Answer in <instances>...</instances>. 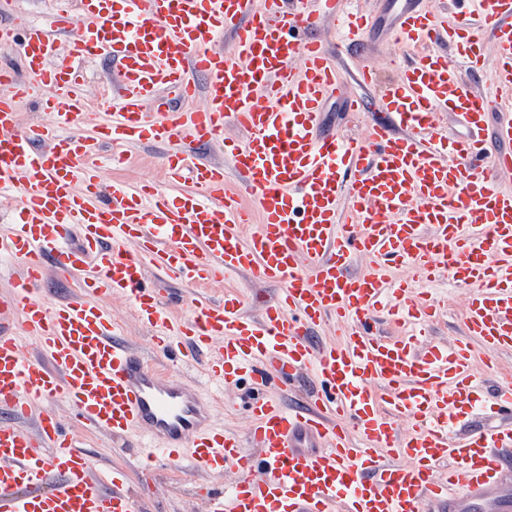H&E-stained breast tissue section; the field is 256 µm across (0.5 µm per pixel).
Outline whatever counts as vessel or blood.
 <instances>
[{
  "label": "vessel or blood",
  "instance_id": "vessel-or-blood-1",
  "mask_svg": "<svg viewBox=\"0 0 512 512\" xmlns=\"http://www.w3.org/2000/svg\"><path fill=\"white\" fill-rule=\"evenodd\" d=\"M340 2L80 0L79 26L66 8L44 23L0 24V45L20 47L18 65L0 64V191L16 213L0 226V258L21 269L0 292V512H137L120 472L108 491L92 476L59 402L75 425L141 440L143 488L186 457L234 472L230 488L207 493V512H512V373L486 387L473 369L512 350V191L495 185L512 173V112L476 94L440 48L512 91V0H485L476 15L451 0L448 16L393 0L399 79L364 67L368 95L342 100L370 117L360 140L322 130L342 77L313 32ZM373 27L347 15L343 38L364 43ZM88 60L118 68L111 112L89 109ZM30 101L49 122L20 126ZM447 115L463 137H447ZM229 126L246 140L226 139ZM143 141L223 146L238 179L228 185L223 165L179 150L164 157L165 176L191 190L102 183V160L128 167ZM360 256L372 269L355 271ZM393 264L409 277L389 282L381 270ZM149 267L192 287L244 271L279 285V299L251 317L240 294L196 298L178 317L146 283ZM444 272L471 290L464 337L450 348L425 340L440 307L422 286ZM51 274L83 298L45 300ZM115 296L154 328L171 365L202 359L210 380L256 389L247 443L211 428L195 391L125 343L104 305ZM331 320L343 340L316 343L314 328ZM386 323L407 329L386 336ZM308 376L311 395L288 405ZM483 409L503 426L459 435Z\"/></svg>",
  "mask_w": 512,
  "mask_h": 512
}]
</instances>
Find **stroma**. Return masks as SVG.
<instances>
[{
	"mask_svg": "<svg viewBox=\"0 0 512 512\" xmlns=\"http://www.w3.org/2000/svg\"><path fill=\"white\" fill-rule=\"evenodd\" d=\"M344 9H360L377 18V30L369 42L349 49L339 46L338 25L332 20H323L317 35L327 45L329 54L343 73V83L337 95L329 97L326 105V123L339 134L361 137L367 132L363 115L342 111L339 99L343 96L364 95L363 87L353 81V74L364 66L379 68L383 80H396L403 53L393 41L390 30V0H344ZM167 148L152 143H138L132 146L133 163L130 168L119 172L118 177L129 185H137L141 180L150 179L163 184L164 174L161 159ZM432 296L444 305L441 318L430 330L429 340L437 345H446L463 334V315L468 292L459 287L448 276H441L429 284ZM233 290L245 296L243 311L249 315H259L262 303L273 302L276 288L272 285L255 284L246 274L228 276L223 285L209 290L213 299L223 298L225 291ZM106 307L120 323L127 342L136 346L146 359H153L151 327L138 321L131 304L120 298H109ZM178 380L187 388L198 392L201 399L211 407L212 424L246 436L250 421L246 405L253 395L248 384L223 388L211 382L200 367L182 368ZM74 434L82 447L90 454L92 472L103 484H110L113 467L125 470V486L138 494L143 512H205V490L223 486L224 476L206 474L183 466L177 470H161L152 490H141L135 465L141 454L140 449L125 448L113 444L111 437L101 436L75 429Z\"/></svg>",
	"mask_w": 512,
	"mask_h": 512,
	"instance_id": "1",
	"label": "stroma"
}]
</instances>
